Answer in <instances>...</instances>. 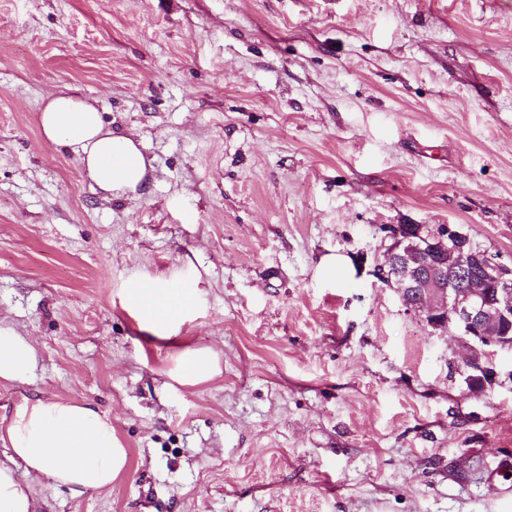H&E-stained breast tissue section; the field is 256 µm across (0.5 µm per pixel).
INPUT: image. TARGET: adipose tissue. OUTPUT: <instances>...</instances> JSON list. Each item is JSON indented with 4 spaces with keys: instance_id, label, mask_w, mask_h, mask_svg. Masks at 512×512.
Returning <instances> with one entry per match:
<instances>
[{
    "instance_id": "adipose-tissue-1",
    "label": "adipose tissue",
    "mask_w": 512,
    "mask_h": 512,
    "mask_svg": "<svg viewBox=\"0 0 512 512\" xmlns=\"http://www.w3.org/2000/svg\"><path fill=\"white\" fill-rule=\"evenodd\" d=\"M49 142L69 149L87 177L108 197L144 187L152 165L136 141L112 132L91 102L64 93L51 95L39 114ZM196 288L137 279L125 290L127 306L145 329L168 336L193 306ZM36 363L32 344L0 328V381L15 382ZM12 454L0 463V512H37L32 485L46 482L76 494L110 490L125 471L128 452L111 422L88 405L49 398L24 402L6 429Z\"/></svg>"
}]
</instances>
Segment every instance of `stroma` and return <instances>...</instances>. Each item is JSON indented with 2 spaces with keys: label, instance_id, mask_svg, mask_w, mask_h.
<instances>
[{
  "label": "stroma",
  "instance_id": "stroma-1",
  "mask_svg": "<svg viewBox=\"0 0 512 512\" xmlns=\"http://www.w3.org/2000/svg\"><path fill=\"white\" fill-rule=\"evenodd\" d=\"M59 91L140 143L136 196L43 138ZM393 224L512 265V0H0V328L36 351L0 429L73 400L129 458L39 512H512V355L468 387L465 340L375 274ZM133 279L196 284L176 334ZM212 366L213 356L211 352L205 350L188 351L178 369V377L184 383H193L210 372Z\"/></svg>",
  "mask_w": 512,
  "mask_h": 512
}]
</instances>
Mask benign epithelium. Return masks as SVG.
<instances>
[{"label": "benign epithelium", "instance_id": "7a95c632", "mask_svg": "<svg viewBox=\"0 0 512 512\" xmlns=\"http://www.w3.org/2000/svg\"><path fill=\"white\" fill-rule=\"evenodd\" d=\"M389 233L393 243L380 278L428 326L456 327L474 351L466 378L486 389L497 376L488 349L512 353V266L474 249L455 224L421 226L414 237L406 235V225L394 224ZM444 254L448 263L441 264Z\"/></svg>", "mask_w": 512, "mask_h": 512}]
</instances>
